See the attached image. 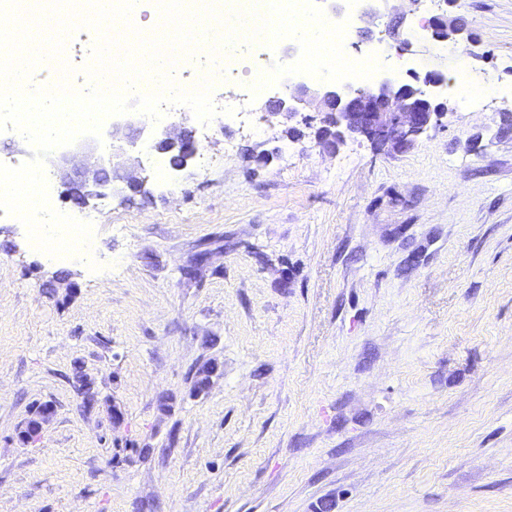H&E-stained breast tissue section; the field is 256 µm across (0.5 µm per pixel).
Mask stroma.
Returning <instances> with one entry per match:
<instances>
[{"label": "stroma", "mask_w": 512, "mask_h": 512, "mask_svg": "<svg viewBox=\"0 0 512 512\" xmlns=\"http://www.w3.org/2000/svg\"><path fill=\"white\" fill-rule=\"evenodd\" d=\"M460 3L480 57L408 0L346 31L491 75L409 152L216 119L208 166L97 200L96 273L0 215V512H512V0ZM41 406L42 405H38L33 410H31L30 416L24 422L23 428H25V429H23V432H25L27 435V439L23 440V442H22V444H24V445H29V444L35 443L40 436V434H38V430L35 426L37 423V419L40 415V411H41V416H40V421H39L40 430L52 420V418L55 414V408L52 404L47 403L46 405H44L42 407V409H41Z\"/></svg>", "instance_id": "stroma-1"}]
</instances>
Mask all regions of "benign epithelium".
Returning a JSON list of instances; mask_svg holds the SVG:
<instances>
[{
	"mask_svg": "<svg viewBox=\"0 0 512 512\" xmlns=\"http://www.w3.org/2000/svg\"><path fill=\"white\" fill-rule=\"evenodd\" d=\"M445 4L446 8L424 26L425 35L439 43L478 46L477 36L459 15V0H445ZM312 101L316 102L318 117L315 140L327 151L357 136L379 150L403 153L454 113L444 75L432 73L411 83L387 71L377 83L365 88L333 81L314 88L290 82L286 94L267 102L264 120L270 126L285 123ZM187 123L185 112L180 113V121L170 124L153 123L135 112L118 115L112 119V155L108 160L95 155L93 139L84 138L55 152L51 159L54 174L84 207L106 190L138 193L147 184V177L141 167L129 164L126 156L145 139L160 154L177 149L185 160L192 159L197 148Z\"/></svg>",
	"mask_w": 512,
	"mask_h": 512,
	"instance_id": "obj_1",
	"label": "benign epithelium"
}]
</instances>
